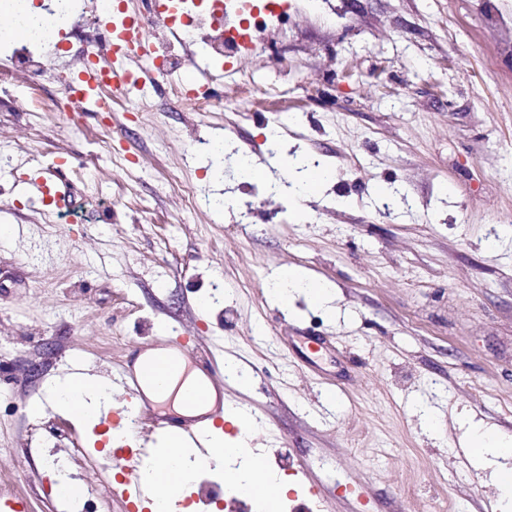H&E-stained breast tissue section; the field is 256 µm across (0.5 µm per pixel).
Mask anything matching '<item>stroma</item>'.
Instances as JSON below:
<instances>
[{
    "label": "stroma",
    "instance_id": "1",
    "mask_svg": "<svg viewBox=\"0 0 512 512\" xmlns=\"http://www.w3.org/2000/svg\"><path fill=\"white\" fill-rule=\"evenodd\" d=\"M288 2L287 25L231 58L235 80L205 84L223 112L181 109L146 67L119 112L60 111L59 81L27 72L0 95V470L15 475L0 500L20 512H64L52 460L98 455L136 405L113 389L107 418L83 426L51 384L76 367L112 381L150 340L251 375L224 398L252 414L266 467L295 481L288 505L498 512L492 468L462 442L477 421L512 436V56L494 54L475 0ZM43 50L62 70L87 47L63 28ZM292 118L305 139L270 153L265 129ZM201 136L251 151L270 183L294 145L332 177L301 209L269 193L237 224L183 202L241 183L209 178ZM37 172L54 195L25 194ZM392 184L409 203L384 219ZM289 266L333 284L336 315L271 296ZM223 489L202 466L177 512H207Z\"/></svg>",
    "mask_w": 512,
    "mask_h": 512
}]
</instances>
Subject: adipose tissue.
<instances>
[{
  "label": "adipose tissue",
  "mask_w": 512,
  "mask_h": 512,
  "mask_svg": "<svg viewBox=\"0 0 512 512\" xmlns=\"http://www.w3.org/2000/svg\"><path fill=\"white\" fill-rule=\"evenodd\" d=\"M43 15V9L34 0H11L7 12L8 25L4 33L35 42L49 41L52 29L42 24ZM297 292L305 293L313 303L326 311L335 309L336 293L333 285L312 279L299 268L280 271L270 285L271 295L284 304ZM160 388L164 389L167 397L173 398L175 411L184 417L206 412L215 399L214 391L200 383L199 374L195 371L170 374ZM160 388L151 384L146 386L145 392L152 397ZM54 391L57 407L76 414L81 422L96 420L101 410L110 405V386L90 376L81 382L65 377L56 382ZM241 443L238 437H216L209 443L206 452L202 453L183 442H171L161 464L146 467L143 479L155 485L159 482L160 473L164 472L183 492L192 484L200 466L207 464L224 470L238 491L260 502L266 510L279 506L281 497L290 488L289 483L264 468L258 456L243 452ZM470 446L475 460L496 461L495 477L501 512H512V437L477 429L470 436Z\"/></svg>",
  "instance_id": "obj_1"
}]
</instances>
